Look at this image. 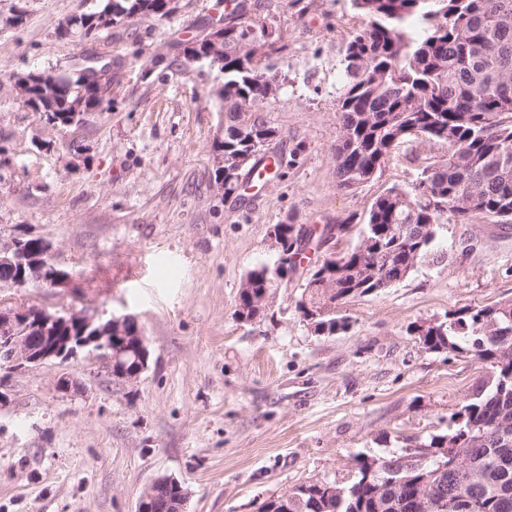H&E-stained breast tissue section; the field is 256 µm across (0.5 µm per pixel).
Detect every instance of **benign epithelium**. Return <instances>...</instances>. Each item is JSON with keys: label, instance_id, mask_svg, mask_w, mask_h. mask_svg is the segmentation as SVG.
<instances>
[{"label": "benign epithelium", "instance_id": "7a95c632", "mask_svg": "<svg viewBox=\"0 0 512 512\" xmlns=\"http://www.w3.org/2000/svg\"><path fill=\"white\" fill-rule=\"evenodd\" d=\"M50 246L41 241L34 249L24 238L0 245V266L14 273L6 283L17 288L31 284L58 286L66 273L49 258ZM104 354L113 377L136 381L147 367L148 347L138 322L131 316L102 321L88 314L57 315L43 310H0V387L13 373L59 361L81 351ZM134 354L140 365L130 367Z\"/></svg>", "mask_w": 512, "mask_h": 512}]
</instances>
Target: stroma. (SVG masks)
Instances as JSON below:
<instances>
[{
    "label": "stroma",
    "instance_id": "stroma-1",
    "mask_svg": "<svg viewBox=\"0 0 512 512\" xmlns=\"http://www.w3.org/2000/svg\"><path fill=\"white\" fill-rule=\"evenodd\" d=\"M278 35L267 60L281 90L260 112L282 166L250 201L216 185L224 76L188 62L186 42L224 17L222 0H177L123 39L88 42L68 20L102 0H0V242L51 246L65 285L0 283V309L35 308L142 327L149 361L113 378L100 353L12 374L0 407V512H137L171 478L185 512H259L309 479L354 482L359 461L397 458L451 432L491 370L430 351L418 328L512 297V224H441L404 280L347 299L346 330L315 332L298 309L307 274L354 249L374 200L418 165L397 150L377 177L336 185V91L361 18L351 0H249ZM124 60L109 110L49 124L16 98L14 76L75 74L91 47ZM326 230L250 322L235 311L246 274L274 264L273 225ZM69 374L76 386L61 393Z\"/></svg>",
    "mask_w": 512,
    "mask_h": 512
}]
</instances>
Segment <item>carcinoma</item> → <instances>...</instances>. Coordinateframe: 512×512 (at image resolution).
I'll list each match as a JSON object with an SVG mask.
<instances>
[{"instance_id":"obj_1","label":"carcinoma","mask_w":512,"mask_h":512,"mask_svg":"<svg viewBox=\"0 0 512 512\" xmlns=\"http://www.w3.org/2000/svg\"><path fill=\"white\" fill-rule=\"evenodd\" d=\"M164 0H104L96 11L71 18L87 41L103 29L133 18L162 20ZM363 18L340 60L342 86L336 104L339 136L333 152L336 184L352 190L373 180L405 145H440L443 153L419 167L405 188L378 196L359 245L324 259L313 276L335 278L330 300L373 294L405 279L434 241L441 219L468 224L476 217L512 223V0H352ZM275 32L252 16L247 0L224 15V54L207 62L224 73L216 97L224 108V196L246 195L250 177L229 174L242 154L266 156L275 128L255 116L280 91L261 54ZM118 57L81 69L75 76L51 74L57 92L31 98L32 108L54 126H71L87 112L112 102ZM292 254L278 255L276 273L251 270L253 283L239 293L237 315L257 316L254 300L277 287L291 256L305 240L288 225ZM315 331L344 328L317 314ZM427 350L472 354L489 363L490 389L462 406V421L404 457L359 463L360 477L339 497L327 482L306 480L264 505L265 512H512V299L467 308L420 329ZM453 448V463L443 448ZM184 497L179 483L158 489L145 512H162L166 500Z\"/></svg>"}]
</instances>
